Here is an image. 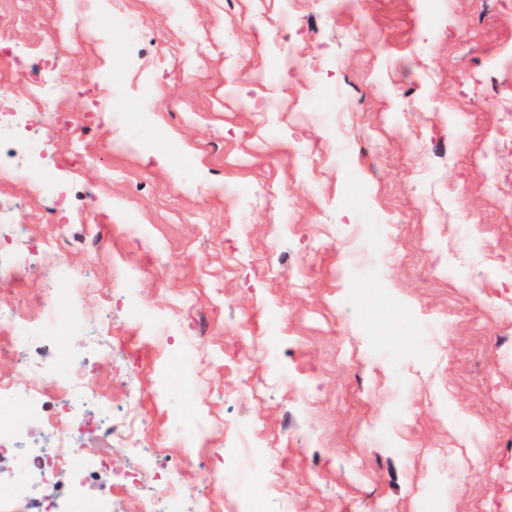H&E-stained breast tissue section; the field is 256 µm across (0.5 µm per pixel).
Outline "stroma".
I'll use <instances>...</instances> for the list:
<instances>
[{"label":"stroma","instance_id":"obj_1","mask_svg":"<svg viewBox=\"0 0 512 512\" xmlns=\"http://www.w3.org/2000/svg\"><path fill=\"white\" fill-rule=\"evenodd\" d=\"M49 73L79 109L16 132L57 191L0 182V304L40 313L58 238L45 367L146 411L88 439L114 473L190 416L182 512H512V0H8L0 89ZM28 453L0 512L67 497L12 494ZM69 288H53L51 295L56 298L57 301L63 302L71 311L81 310V288L80 282L73 278L67 282ZM145 427V419L140 406L133 405L128 417L115 422L112 419L102 420L96 430L102 435L114 440L128 441L133 438H141Z\"/></svg>","mask_w":512,"mask_h":512}]
</instances>
